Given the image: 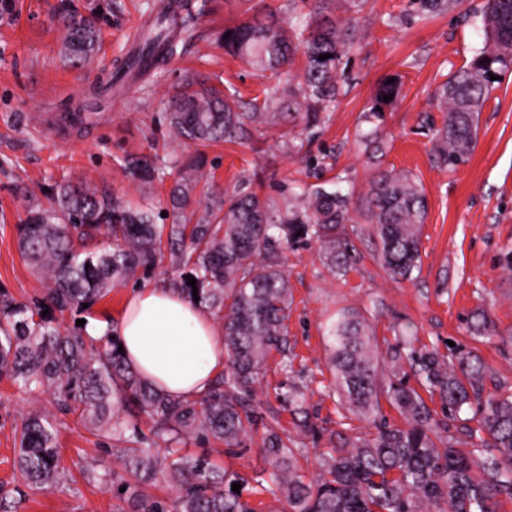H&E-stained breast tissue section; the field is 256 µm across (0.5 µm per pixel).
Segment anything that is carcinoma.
Wrapping results in <instances>:
<instances>
[{"mask_svg":"<svg viewBox=\"0 0 512 512\" xmlns=\"http://www.w3.org/2000/svg\"><path fill=\"white\" fill-rule=\"evenodd\" d=\"M243 18L224 28V52L243 65L278 77L301 60L296 83L269 84L263 100L245 103L231 85L188 83L166 105L165 121L176 138L198 148L238 143L251 131L299 116L308 129L330 121V104L349 87L337 74L356 29L343 14L368 0H289L281 11H262L251 0ZM467 0H407L405 15L426 22L465 9ZM60 54L71 66H91L100 51L103 27L112 20V0H59ZM204 8L190 0L179 11L161 8L120 63L116 80L150 70L178 54L179 42L193 37ZM480 23L486 40L472 58L434 90V152L442 167L466 163L477 141L480 113L492 91L512 73V0H484ZM327 54L329 58L319 59ZM496 79H491V76ZM402 93V83L381 81L357 134L365 147L382 151L384 112ZM393 95L385 102L383 98ZM199 162L185 167L167 192L169 224L147 202L132 204L98 188L61 181L47 202L28 200L17 225L21 257L46 287L44 297L17 301L0 288V379L49 403L63 415H79L95 436L113 441L112 455L126 477L99 474L87 465V481L125 488L130 512H256L257 492L288 501L291 512H499L512 501V392L472 351L415 346L410 327L397 330L381 352L368 312L339 309L326 326L330 370L343 409L372 423L376 432L350 440L336 433V445L322 454L315 479L304 474L288 436L263 425L262 451L271 471L260 488L224 467V448L242 441L257 425L252 409L255 386L273 351L285 354L288 315L293 303L281 268L282 246L301 235L319 243L333 274L345 276L354 246L342 237L344 224H368L377 239V258L396 280L410 281L421 267V230L427 217L425 193L409 173H374L363 194L330 191L311 184L279 205L260 189L211 192L192 208V192L202 178ZM143 183H164L166 172L148 158L130 162ZM179 273L182 294L223 321L229 370L193 400H176L144 382L118 352L115 336L89 338L76 321L117 284L154 269L165 256ZM196 286L187 284V277ZM49 309V314L42 311ZM416 385H411L410 381ZM438 398L428 406L422 393ZM386 400L403 424L389 425L381 413ZM476 426L457 427L461 412ZM147 421L164 447L151 452L140 426ZM13 469L26 487L51 490L69 480L61 465L56 421L33 409L15 427ZM220 448L200 454L191 440ZM473 441L463 450V440ZM174 494L165 501L146 491L158 478ZM241 484L240 492L232 484Z\"/></svg>","mask_w":512,"mask_h":512,"instance_id":"obj_1","label":"carcinoma"}]
</instances>
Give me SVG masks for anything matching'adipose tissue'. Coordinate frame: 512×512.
I'll list each match as a JSON object with an SVG mask.
<instances>
[{
  "instance_id": "ef3b65f1",
  "label": "adipose tissue",
  "mask_w": 512,
  "mask_h": 512,
  "mask_svg": "<svg viewBox=\"0 0 512 512\" xmlns=\"http://www.w3.org/2000/svg\"><path fill=\"white\" fill-rule=\"evenodd\" d=\"M85 331L119 337L140 377L177 399L202 396L224 370L223 328L168 286L128 290L117 318L88 319Z\"/></svg>"
}]
</instances>
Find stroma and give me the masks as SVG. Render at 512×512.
<instances>
[{
  "label": "stroma",
  "mask_w": 512,
  "mask_h": 512,
  "mask_svg": "<svg viewBox=\"0 0 512 512\" xmlns=\"http://www.w3.org/2000/svg\"><path fill=\"white\" fill-rule=\"evenodd\" d=\"M57 2L19 0L18 14L0 24V288L18 299L43 291L17 246L16 226L25 217L23 191L40 198L49 185L65 179L133 202L146 198L164 206L165 186L147 188L126 165L130 157L148 156L171 168L195 154V147L171 135L163 118L166 101L185 80L198 75L221 78L246 101L261 96L269 82L217 45L224 28L239 19L237 0H206L194 37L181 44L180 55L93 101V86L110 79L116 59L128 53L135 34L153 19L162 0H116L95 68L89 72L72 69L61 59ZM481 4L469 0L468 13L452 11L417 22L401 19L406 0H369L362 11L350 15L360 40L339 72L349 92L331 105L332 120L325 128L305 130L297 118L253 132L242 143L205 149V171L217 186L231 191L241 179L255 175L264 193L278 202L299 179L305 159L326 154L336 160L334 172L348 171L357 191L367 190L376 171L393 167L411 171L426 193L422 265L415 280L397 282L385 272L373 257L375 240L364 224L345 227L361 255L345 278H337L324 265L315 242H292L282 253L294 296L287 321L292 368L282 370L279 353L268 357L254 408L264 421H278L303 448L308 476H316L318 458L330 448L333 432L343 428L354 437L369 431L366 422L341 420L338 397L329 388L332 376L323 326L337 309L372 311L381 342L393 340V327L399 324L410 326L421 343L440 351L452 344L474 350L512 386V275L501 267L504 253L512 250V78L492 92L480 115L476 148L456 170L435 164L432 135L425 125L441 74L461 66L483 43L474 16ZM395 75L402 78L404 98L386 113V153L374 158L355 134L377 85ZM93 102L98 108L89 116V128L72 130L68 139L57 138L43 123L45 115ZM334 172L322 178L330 190L337 187ZM175 279L170 261H163L149 274L116 285L88 314L117 315L128 289L170 286ZM483 310L496 333L477 339L469 324ZM288 384L303 387L306 416L294 415L280 396V387ZM36 407L45 410L49 404L0 380V494L16 486L15 425ZM58 429L61 462L73 479L53 491L29 494L18 512H129L110 485L87 481L81 473L91 458L98 472L122 473L121 464L102 451L101 438L75 415L60 418ZM260 446L261 434L253 432L240 446L225 451V466L253 478L267 476L270 465Z\"/></svg>",
  "instance_id": "35a3bbf8"
}]
</instances>
